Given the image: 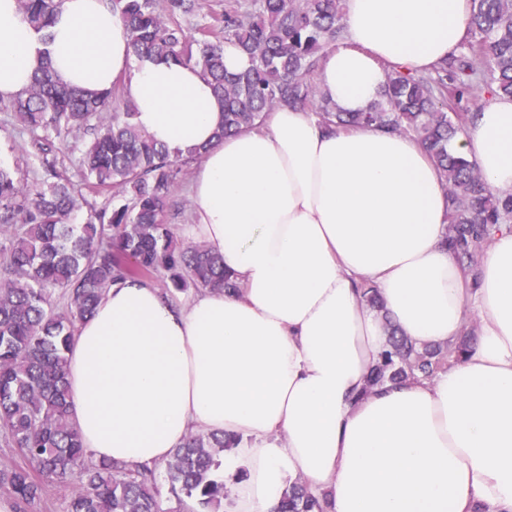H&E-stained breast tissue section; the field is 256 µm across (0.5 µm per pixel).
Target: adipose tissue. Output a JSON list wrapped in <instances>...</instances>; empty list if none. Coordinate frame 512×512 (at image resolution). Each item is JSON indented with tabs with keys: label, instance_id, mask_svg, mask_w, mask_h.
<instances>
[{
	"label": "adipose tissue",
	"instance_id": "ef3b65f1",
	"mask_svg": "<svg viewBox=\"0 0 512 512\" xmlns=\"http://www.w3.org/2000/svg\"><path fill=\"white\" fill-rule=\"evenodd\" d=\"M470 0H345L318 85L342 112L379 100L385 66L421 75L456 51ZM49 44L0 0V98L41 60L65 85L126 79L136 124L174 155L201 149L194 221L238 282L175 300L112 285L68 353L69 411L95 460L164 466L189 434L223 432L226 512H276L302 480L330 512H512V224L468 272L445 245L448 187L416 138L325 130L283 107L224 139L198 67L137 58L107 0H64ZM453 152L512 189V97L492 95ZM377 289L371 309L359 284ZM417 346L476 339L429 379L369 390L386 323Z\"/></svg>",
	"mask_w": 512,
	"mask_h": 512
}]
</instances>
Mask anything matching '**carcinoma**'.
<instances>
[{
    "mask_svg": "<svg viewBox=\"0 0 512 512\" xmlns=\"http://www.w3.org/2000/svg\"><path fill=\"white\" fill-rule=\"evenodd\" d=\"M24 17L48 40L63 0H17ZM128 27L139 58L193 64L224 101L222 139L258 127L280 107L309 108L327 127L361 125L415 136L448 186L446 246L468 270L502 224L512 223V191H493L473 163L454 155L451 142L472 116L469 103L487 88L512 97V0H471L466 35L458 52L427 76L386 68L383 97L366 112H338L314 81L326 51L344 35L343 0H249L190 35L177 16H194L200 0H108ZM250 59L245 71L224 68V43ZM115 88L86 93L64 85L48 61L15 98L0 99L32 134L31 145L54 181L28 185L0 164V436L33 464L0 470V487L15 505L41 499L49 481L69 490L65 512H224L220 457L236 439L224 433H192L174 450L165 479L174 502L163 508L153 469H128L96 461L84 448L68 411V358L76 325L94 312L112 284L160 274L165 293L190 289L235 292L223 258L202 242L176 239L168 212L183 167L199 150L173 156L133 121L134 111H111ZM91 137L82 159L88 187L111 193L100 208L56 170L55 142ZM66 298L59 309L53 297ZM388 343L372 369L371 388L409 378H430L459 360L471 334L448 350L418 348L388 326ZM278 512H329L327 495L296 480Z\"/></svg>",
    "mask_w": 512,
    "mask_h": 512,
    "instance_id": "carcinoma-1",
    "label": "carcinoma"
}]
</instances>
